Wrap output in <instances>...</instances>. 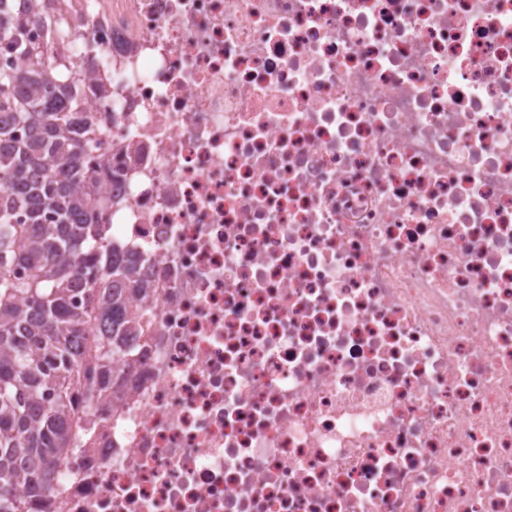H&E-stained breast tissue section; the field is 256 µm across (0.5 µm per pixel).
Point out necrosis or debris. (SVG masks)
Returning <instances> with one entry per match:
<instances>
[{"label":"necrosis or debris","instance_id":"1","mask_svg":"<svg viewBox=\"0 0 512 512\" xmlns=\"http://www.w3.org/2000/svg\"><path fill=\"white\" fill-rule=\"evenodd\" d=\"M138 256L29 512H512V0H69Z\"/></svg>","mask_w":512,"mask_h":512}]
</instances>
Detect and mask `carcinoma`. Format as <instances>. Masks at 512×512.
Returning <instances> with one entry per match:
<instances>
[{
    "instance_id": "obj_1",
    "label": "carcinoma",
    "mask_w": 512,
    "mask_h": 512,
    "mask_svg": "<svg viewBox=\"0 0 512 512\" xmlns=\"http://www.w3.org/2000/svg\"><path fill=\"white\" fill-rule=\"evenodd\" d=\"M29 15L0 25V54L25 65L0 69V512H25L24 488L52 490L71 441L69 417L85 364L99 370L87 398L112 390L114 364L125 356L112 327L138 325L125 288L135 262L117 255L106 231L109 207L86 208L84 192L99 182L87 165L96 134L72 127L91 88L50 62L27 35ZM104 290L96 307L79 310L75 296ZM102 342L83 349L92 323Z\"/></svg>"
}]
</instances>
